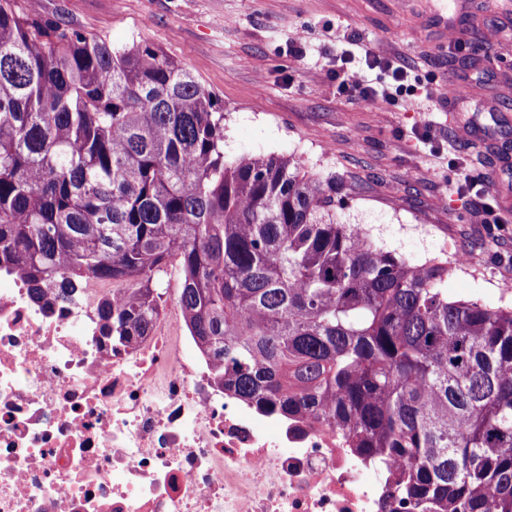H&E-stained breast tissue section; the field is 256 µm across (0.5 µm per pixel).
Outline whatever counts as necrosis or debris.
Wrapping results in <instances>:
<instances>
[{
    "instance_id": "1",
    "label": "necrosis or debris",
    "mask_w": 512,
    "mask_h": 512,
    "mask_svg": "<svg viewBox=\"0 0 512 512\" xmlns=\"http://www.w3.org/2000/svg\"><path fill=\"white\" fill-rule=\"evenodd\" d=\"M111 295L39 298L0 268V512H417L334 426L224 390L177 305L112 342Z\"/></svg>"
}]
</instances>
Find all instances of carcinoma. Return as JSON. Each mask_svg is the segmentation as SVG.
Wrapping results in <instances>:
<instances>
[{"label": "carcinoma", "mask_w": 512, "mask_h": 512, "mask_svg": "<svg viewBox=\"0 0 512 512\" xmlns=\"http://www.w3.org/2000/svg\"><path fill=\"white\" fill-rule=\"evenodd\" d=\"M343 183L224 155V107L160 48H122L0 0V266L64 299L86 279L114 341L153 329L159 275L214 378L336 425L421 512H512V307L448 297L339 220Z\"/></svg>", "instance_id": "obj_1"}]
</instances>
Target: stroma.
<instances>
[{
    "mask_svg": "<svg viewBox=\"0 0 512 512\" xmlns=\"http://www.w3.org/2000/svg\"><path fill=\"white\" fill-rule=\"evenodd\" d=\"M36 11L113 46L149 42L224 107V153L293 154L347 186L344 220L421 262L468 254L452 296L512 306V0H36ZM305 32V55L288 36ZM369 46L430 97L380 112L342 93L339 66ZM464 97L449 101L448 90ZM471 131L458 140L459 129ZM430 139H423V130ZM488 189L490 237L461 175Z\"/></svg>",
    "mask_w": 512,
    "mask_h": 512,
    "instance_id": "35a3bbf8",
    "label": "stroma"
}]
</instances>
